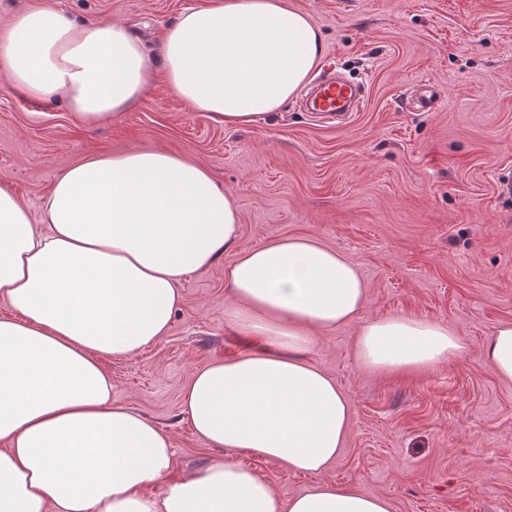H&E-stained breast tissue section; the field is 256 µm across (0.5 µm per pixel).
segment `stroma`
I'll return each instance as SVG.
<instances>
[{"mask_svg": "<svg viewBox=\"0 0 512 512\" xmlns=\"http://www.w3.org/2000/svg\"><path fill=\"white\" fill-rule=\"evenodd\" d=\"M71 20L111 19L159 65L168 27L199 0H48ZM324 37L320 70L363 83L349 122L312 119L291 99L267 121L228 129L156 78L119 118L88 128L66 102L0 82V187L43 222L55 181L92 156L163 150L227 191L239 245L312 236L360 270L356 321L319 331L311 361L349 399L353 422L324 480L389 500L392 512H512V385L483 348L512 320V0H288ZM228 251L180 285L167 334L129 358L101 357L112 399L169 434V479L220 449L180 404L194 373L251 348L224 324ZM410 316L448 327L463 354L429 369L378 373L356 359L360 323ZM282 499L313 475L237 453Z\"/></svg>", "mask_w": 512, "mask_h": 512, "instance_id": "obj_1", "label": "stroma"}]
</instances>
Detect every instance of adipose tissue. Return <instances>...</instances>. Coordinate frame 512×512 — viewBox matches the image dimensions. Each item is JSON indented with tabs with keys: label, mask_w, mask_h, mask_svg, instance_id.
<instances>
[{
	"label": "adipose tissue",
	"mask_w": 512,
	"mask_h": 512,
	"mask_svg": "<svg viewBox=\"0 0 512 512\" xmlns=\"http://www.w3.org/2000/svg\"><path fill=\"white\" fill-rule=\"evenodd\" d=\"M323 53L308 14L286 0H202L168 31L161 68L180 99L228 128L264 121L306 84ZM0 75L29 97L66 100L92 127L136 105L153 80L119 22L78 24L44 6L0 28ZM46 229L0 187V512H390L332 482L288 500L229 456L159 493L168 435L113 403L103 355L131 357L166 335L189 275L236 248L239 215L208 172L162 150L88 158L54 184ZM224 269V323L252 351L193 375L182 411L197 437L319 475L352 425L336 382L308 355L313 331L351 322L366 300L358 268L309 236L236 249ZM444 325L365 322L355 342L375 371L433 367L462 352ZM512 382V321L484 352Z\"/></svg>",
	"instance_id": "1"
}]
</instances>
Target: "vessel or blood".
I'll use <instances>...</instances> for the list:
<instances>
[{
    "label": "vessel or blood",
    "instance_id": "1",
    "mask_svg": "<svg viewBox=\"0 0 512 512\" xmlns=\"http://www.w3.org/2000/svg\"><path fill=\"white\" fill-rule=\"evenodd\" d=\"M306 109L323 122L343 121L349 113L360 111L364 96L360 88L344 79L319 76L303 97Z\"/></svg>",
    "mask_w": 512,
    "mask_h": 512
}]
</instances>
